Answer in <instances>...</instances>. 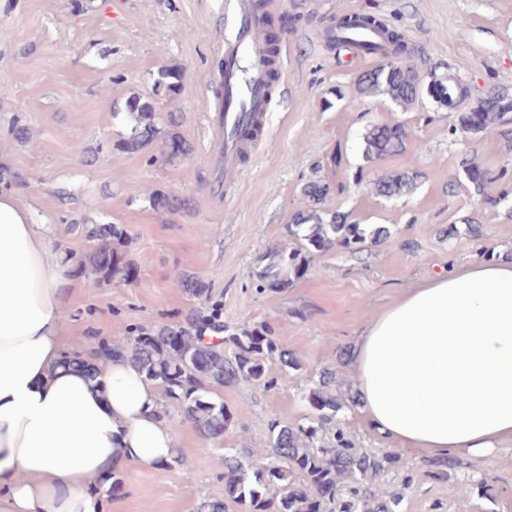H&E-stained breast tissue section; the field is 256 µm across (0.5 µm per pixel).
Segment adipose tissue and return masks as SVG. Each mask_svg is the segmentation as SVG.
<instances>
[{"label":"adipose tissue","instance_id":"1","mask_svg":"<svg viewBox=\"0 0 512 512\" xmlns=\"http://www.w3.org/2000/svg\"><path fill=\"white\" fill-rule=\"evenodd\" d=\"M71 272L50 225L0 194V512H104L118 467L170 461L162 391L128 359L99 383L64 367ZM357 410L391 447L489 457L512 448V259L449 265L404 289L350 349Z\"/></svg>","mask_w":512,"mask_h":512}]
</instances>
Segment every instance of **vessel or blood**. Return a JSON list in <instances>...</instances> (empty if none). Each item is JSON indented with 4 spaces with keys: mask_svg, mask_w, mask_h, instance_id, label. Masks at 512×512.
Here are the masks:
<instances>
[{
    "mask_svg": "<svg viewBox=\"0 0 512 512\" xmlns=\"http://www.w3.org/2000/svg\"><path fill=\"white\" fill-rule=\"evenodd\" d=\"M237 26L232 38L224 42V84L231 101L225 112L216 114L215 125L224 157V173L232 175L240 164L246 145L233 130L243 125L245 116H264L270 107L267 77L258 61L266 50L262 19L252 0H232Z\"/></svg>",
    "mask_w": 512,
    "mask_h": 512,
    "instance_id": "obj_1",
    "label": "vessel or blood"
}]
</instances>
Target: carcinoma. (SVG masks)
Returning a JSON list of instances; mask_svg holds the SVG:
<instances>
[{"label":"carcinoma","instance_id":"1","mask_svg":"<svg viewBox=\"0 0 512 512\" xmlns=\"http://www.w3.org/2000/svg\"><path fill=\"white\" fill-rule=\"evenodd\" d=\"M264 6L262 0H257L254 9L268 27L267 50L261 64L274 86L279 80L278 31L274 19L263 12ZM360 28L379 30L385 39L382 45H368V50H381L383 56L375 69L357 79L360 97L385 95L406 110L427 95L440 106L456 110L457 124L452 134L467 137L493 132L512 140L511 86L493 83L471 102L466 98L459 103L448 102L455 82H423L412 61L414 47L403 34L373 15L324 20L325 44L330 49L346 45L342 32ZM180 83V72L166 69L154 82L153 93L128 100L126 109L132 128L121 142L120 151H141L159 141L163 162L181 164L190 158L192 145L172 130L177 125L176 116L170 113L163 120L154 106L160 91L175 95ZM407 137L399 121L372 124L363 134V155L370 163L399 156L405 152ZM459 166L479 192H485V187L497 180L467 153ZM420 178L421 173L406 165L374 180L371 192L383 199L400 198L412 193ZM329 193L330 186L320 180L305 184L302 205L288 224V237L298 245L280 246L265 256L267 263L255 275L257 293L276 295L305 274L309 267L306 252L311 249L326 252L339 245L355 251L368 239L380 242L391 236L388 227L364 228L346 212L323 217L317 205ZM150 203L168 214L191 207L190 199L160 190L151 193ZM93 238L97 244L81 261V267L103 275L123 271L113 242L125 238L124 229L116 224H100ZM181 285L202 300L200 308L175 323H158L149 330L131 328V336L112 346L111 353L126 357L146 380L162 388L165 398L182 408L184 418L203 440L217 441L224 437L231 419L224 403L208 396L209 390L240 383L273 389L277 380L269 373L271 364L277 362L294 370L301 369V364L277 342L269 324L230 325L224 322L221 302L213 299L201 282L186 277ZM63 363L83 367L92 380L99 375L96 364L74 352L65 354ZM348 363L342 358L337 367L319 372L318 383L307 396L313 412L306 422L269 426V449L247 457L224 451V499L205 498L196 505V512H228L230 503L238 512H395L400 496L385 484L372 490L367 480L397 467L399 457L390 451L375 455L358 448L352 435L336 423L341 404L334 387L339 371Z\"/></svg>","mask_w":512,"mask_h":512}]
</instances>
